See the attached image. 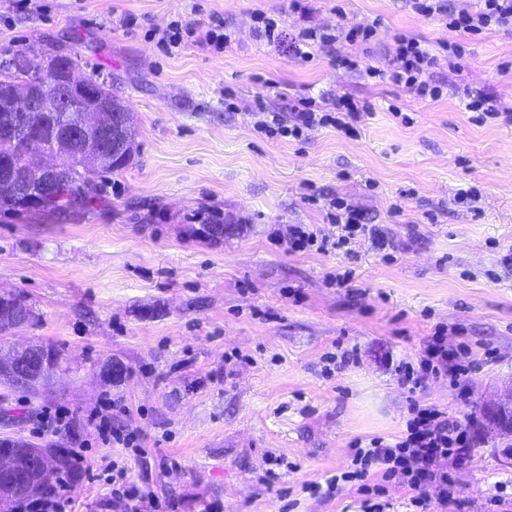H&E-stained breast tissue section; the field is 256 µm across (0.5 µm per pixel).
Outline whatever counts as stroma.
<instances>
[{
	"label": "stroma",
	"instance_id": "stroma-1",
	"mask_svg": "<svg viewBox=\"0 0 512 512\" xmlns=\"http://www.w3.org/2000/svg\"><path fill=\"white\" fill-rule=\"evenodd\" d=\"M38 3L22 14L0 0V63L19 51L39 64L79 54V76L110 80L138 134L132 161L104 175L92 205L0 212V292L24 295L36 313L0 346L53 343L68 356L38 393L0 383V440L66 447L41 433L43 414L65 406L79 417L109 397L124 407L114 425L140 432V445H106L80 427L89 469L70 486L76 512H124L103 506L102 472L115 462L138 480L144 456L152 492L176 512H360L355 490L318 488L346 470L352 442L404 428L412 396L390 364L416 361L441 327L450 348L467 344L477 369L467 392L438 380L414 397L469 429L448 491L454 512H485L512 481L502 461L512 440L482 423L512 383V278L499 265L512 247V30L454 31L409 0H304L303 14L288 0ZM259 10L280 16L278 44L255 31ZM123 14L139 27L121 26ZM215 14L232 38L221 53L189 44L167 55L147 35ZM345 22L376 25V35L315 49L308 61L293 51L302 28L332 34ZM400 33L436 50L442 98L365 76L392 69ZM448 41L465 48L455 70L439 49ZM345 57L358 69L343 67ZM467 88L493 96L498 119L473 121L458 96ZM258 96L276 112L299 97L330 110L353 96L372 109L352 137L328 127L271 140L254 130ZM467 183L480 189L469 211L453 203ZM327 197L385 225L394 259L364 238L349 255L272 243L292 224L334 235ZM214 223L224 236L201 234ZM347 269L349 287L336 285ZM351 348L357 363L328 368L327 356ZM111 359L127 367L123 382L103 381Z\"/></svg>",
	"mask_w": 512,
	"mask_h": 512
}]
</instances>
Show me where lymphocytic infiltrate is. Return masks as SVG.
Returning <instances> with one entry per match:
<instances>
[{
	"mask_svg": "<svg viewBox=\"0 0 512 512\" xmlns=\"http://www.w3.org/2000/svg\"><path fill=\"white\" fill-rule=\"evenodd\" d=\"M416 13L437 17L451 30H464L477 35L491 27L512 28V0H481L478 10L449 9L446 0H412ZM149 34L168 53L181 50L192 43L214 52H221L230 44L231 37L224 29L219 16L208 22H180L173 20L152 26ZM376 34L375 26L345 25L335 33L326 34L312 27L300 30L297 43L302 46V58H309L313 46L325 47L343 40L352 44L369 42ZM395 64L389 72L371 68L372 78L388 80L406 86L417 96L433 99L442 94L440 86L432 84L427 75L436 57L420 39L406 34L396 39ZM258 119L257 132L267 137L301 138L315 129L330 126L345 135L357 133V126L370 108L367 103L347 96L338 101L333 111H321L310 99L294 101L288 113L282 114L266 108L263 102L255 104ZM327 216L336 224L338 232L329 237L314 224H292L288 227L287 244L290 252L314 250L328 253L348 250L354 240L370 239L377 250L392 249L393 239L383 228L366 223L364 215L338 198L327 202ZM474 364L461 361L456 350L446 343L444 331H437L424 346L416 362L399 363L394 372L398 381L413 398L409 406L410 417L400 436L385 438L375 436L365 445L354 446L348 470L330 478L329 489H337L348 483L356 484L361 495L363 512H385L383 484L395 476H402L404 483L413 490V507L428 512L430 500L422 494V486L448 485L449 461L463 462L471 446L467 432L458 420L447 411L415 400L414 395L426 383L448 380L453 387L464 385Z\"/></svg>",
	"mask_w": 512,
	"mask_h": 512,
	"instance_id": "f902f5d3",
	"label": "lymphocytic infiltrate"
}]
</instances>
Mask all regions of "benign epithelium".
<instances>
[{"mask_svg": "<svg viewBox=\"0 0 512 512\" xmlns=\"http://www.w3.org/2000/svg\"><path fill=\"white\" fill-rule=\"evenodd\" d=\"M30 68L45 76L43 89L37 98L26 88L13 89L17 112L30 111L34 102L39 100L57 112L71 113L58 137L68 145V150L64 151L51 143L28 155L16 178L18 190L29 192L36 188H58L61 171L74 159L97 167L116 154L125 157L132 154V113L129 110L123 108L114 112L110 108L87 107L84 101L89 92L82 78L74 73L59 78L48 65L40 67L32 64ZM27 132L23 121L18 120L13 126L0 129V141L14 143L26 137ZM38 157L46 159V162L35 163ZM492 411L495 419L491 425L495 428H501L506 419L512 422V387L492 406ZM46 458L47 454L40 448H0V474L15 471L20 459L28 461L31 466H41L46 463Z\"/></svg>", "mask_w": 512, "mask_h": 512, "instance_id": "7a95c632", "label": "benign epithelium"}]
</instances>
